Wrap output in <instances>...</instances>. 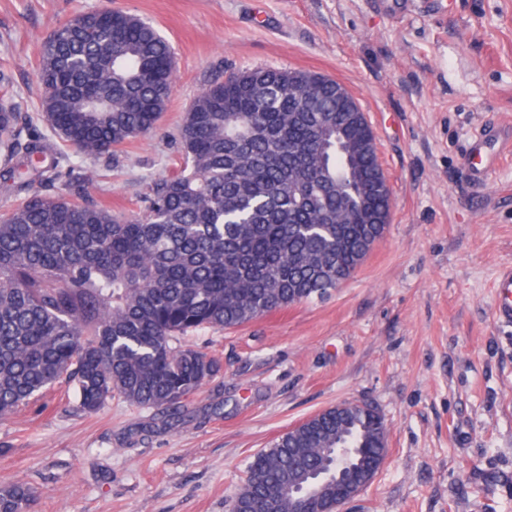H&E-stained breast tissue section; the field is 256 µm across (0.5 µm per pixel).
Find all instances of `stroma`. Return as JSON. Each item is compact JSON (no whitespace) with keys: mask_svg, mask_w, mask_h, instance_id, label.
<instances>
[{"mask_svg":"<svg viewBox=\"0 0 512 512\" xmlns=\"http://www.w3.org/2000/svg\"><path fill=\"white\" fill-rule=\"evenodd\" d=\"M109 7L151 21L174 49L156 133L89 156L92 197L133 216L149 181L181 166L178 127L203 88L267 66L342 84L370 123L391 193L389 224L328 297L241 326L188 333L219 372L180 408L112 398L83 411L60 383L0 418V486L26 512H230L254 456L342 402L373 407L385 461L344 512H512V327L494 283L512 264V157L486 185L468 137L512 128V0H0V96L50 153L68 149L41 111V41ZM30 498V489L22 483L0 486V512H23Z\"/></svg>","mask_w":512,"mask_h":512,"instance_id":"35a3bbf8","label":"stroma"}]
</instances>
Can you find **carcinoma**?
I'll use <instances>...</instances> for the list:
<instances>
[{
    "mask_svg": "<svg viewBox=\"0 0 512 512\" xmlns=\"http://www.w3.org/2000/svg\"><path fill=\"white\" fill-rule=\"evenodd\" d=\"M174 52L141 17L79 14L41 43L36 80L51 130L75 158L154 132L173 93ZM336 80L254 68L210 83L179 128L180 171L147 184L140 215L90 200L94 178L47 159L21 105L0 106V154L21 202L0 217V417L65 379L94 413L114 396L173 407L219 371L177 344L323 297L363 262L385 225L389 190L367 120ZM64 182L43 193L33 183ZM386 450L376 412L330 410L278 437L250 463L232 507L289 512L288 483L334 470L336 449ZM22 483L0 512H25Z\"/></svg>",
    "mask_w": 512,
    "mask_h": 512,
    "instance_id": "obj_1",
    "label": "carcinoma"
}]
</instances>
